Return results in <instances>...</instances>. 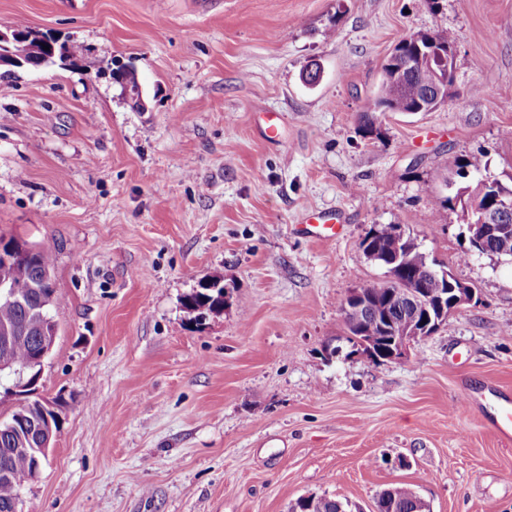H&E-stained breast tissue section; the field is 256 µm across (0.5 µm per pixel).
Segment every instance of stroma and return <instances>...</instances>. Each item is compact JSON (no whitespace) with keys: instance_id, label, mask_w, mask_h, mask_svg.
I'll return each mask as SVG.
<instances>
[{"instance_id":"35a3bbf8","label":"stroma","mask_w":512,"mask_h":512,"mask_svg":"<svg viewBox=\"0 0 512 512\" xmlns=\"http://www.w3.org/2000/svg\"><path fill=\"white\" fill-rule=\"evenodd\" d=\"M0 19L78 40L77 66L0 79V234L55 255L56 338L39 389L66 402L20 512H374L412 487L430 512H512V257L457 256L433 223L481 157L512 181V0H0ZM448 33L454 83L430 112L360 115L404 37ZM131 66L146 108L99 76ZM318 62V85L301 75ZM285 117L279 144L263 115ZM336 211L331 241L294 227ZM401 224L478 298L409 356L337 352L341 303L380 283L363 239ZM217 277L224 311L182 299ZM491 394L497 399L498 405L493 416V425L497 433L509 440L512 439V401L505 396ZM341 506L343 510H347V504L327 496H310L308 499L303 497L296 500L295 503L297 512H348L340 511Z\"/></svg>"}]
</instances>
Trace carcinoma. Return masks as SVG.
<instances>
[{
	"label": "carcinoma",
	"instance_id": "obj_1",
	"mask_svg": "<svg viewBox=\"0 0 512 512\" xmlns=\"http://www.w3.org/2000/svg\"><path fill=\"white\" fill-rule=\"evenodd\" d=\"M10 53L18 60L28 62L32 56L33 45L26 37L14 38L9 44ZM423 100L418 80L406 79V85H400L398 79L390 76L381 79L375 92L368 100L360 117L361 127L367 133L377 130L378 114L391 110L403 103L413 106ZM443 167H456V174L464 177L462 170L466 167L478 173L482 162L473 157L465 162L457 159L443 160ZM396 224H380L375 229V240L381 248L390 247L394 243ZM22 250L27 258L15 265L0 262V279H7L23 293L22 301L0 298V331L6 327L17 328L25 323H43L50 333H55V323L51 309L55 303V283L53 280L54 256L46 248H34L13 237L0 234V252L8 255ZM407 278L425 288L437 287L432 260L420 257L419 260L407 263ZM218 292L201 290L197 294L185 298L184 304L196 311L202 318L211 313L216 305ZM41 346L40 333L27 336L15 335L8 356L16 368H24L39 352ZM13 422L8 418L0 422V512H19V491L32 481L35 460L15 449L23 447L18 438L6 432V425ZM414 490L406 484L391 486L389 504L386 512H412ZM343 502L327 496H311L296 500L298 512H340Z\"/></svg>",
	"mask_w": 512,
	"mask_h": 512
}]
</instances>
